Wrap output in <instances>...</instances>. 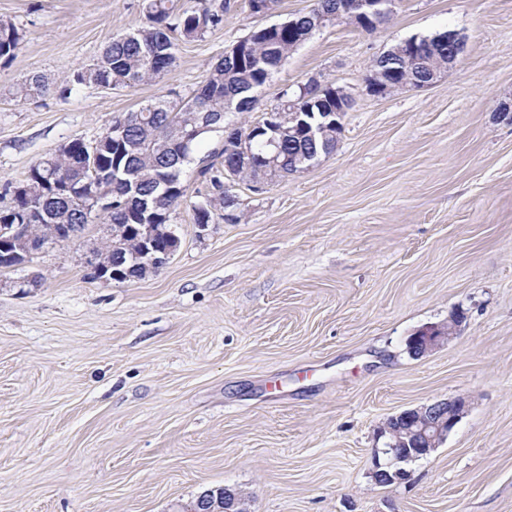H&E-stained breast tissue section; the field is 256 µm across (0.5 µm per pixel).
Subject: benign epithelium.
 I'll return each mask as SVG.
<instances>
[{"mask_svg": "<svg viewBox=\"0 0 512 512\" xmlns=\"http://www.w3.org/2000/svg\"><path fill=\"white\" fill-rule=\"evenodd\" d=\"M362 11L349 17V21L364 28L372 24V17L382 13L381 6L386 10L394 9V0H361ZM396 51L406 58V62L425 72L421 86L432 84L442 71L456 65L463 52L464 44L458 33L451 35V50L448 53L447 64L434 67L421 58L417 46L406 42L393 45ZM408 83L401 79L396 81L391 75L373 70L366 82L367 90L374 95H383L394 89L406 87ZM336 96L344 97L334 112L324 113V119L316 124H310L302 118L300 112L288 113V134L297 135L303 130L309 138L323 141L331 137H339L335 130L342 127V119L349 106L352 105V94L344 88H336ZM30 224H0V250L8 244L12 250L6 252L3 258L8 263L18 266L27 258L35 247V239L31 234ZM50 240L56 243L70 242L84 235L80 224L50 225ZM139 250L131 252L115 248L107 253L96 246L90 249L86 256V264L91 274L103 280H126L131 274L141 279L146 274L162 268L174 255L179 247V237L171 224H141L135 229ZM164 237L168 245L164 248L154 247L157 237ZM462 320V315L453 313L445 323L423 327L413 333L408 340V350L415 358L423 357L435 349L451 341L456 335V327ZM467 408L463 398L440 400L431 404L403 410L387 419L381 430V435L387 438L385 447L374 452V469L372 478L381 485H391L405 479V465L430 454L438 448L448 436ZM190 512H250L246 497L231 488L213 492L207 490L196 500V505Z\"/></svg>", "mask_w": 512, "mask_h": 512, "instance_id": "obj_1", "label": "benign epithelium"}]
</instances>
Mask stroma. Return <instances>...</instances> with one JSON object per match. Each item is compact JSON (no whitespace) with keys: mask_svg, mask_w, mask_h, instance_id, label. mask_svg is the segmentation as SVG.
Segmentation results:
<instances>
[{"mask_svg":"<svg viewBox=\"0 0 512 512\" xmlns=\"http://www.w3.org/2000/svg\"><path fill=\"white\" fill-rule=\"evenodd\" d=\"M231 0L179 41L172 70L133 88L60 89L146 21L145 0H0L23 40L0 58V190L114 116L184 98L225 48L307 11ZM460 33L457 64L424 88L366 90L374 57ZM51 92L23 101L33 75ZM352 93L335 150L258 187L242 219H192L197 162L171 213L180 246L146 278H89L86 238L0 272V512H180L208 490L252 512H512V0H396L367 32L315 31L258 89L251 124L310 79ZM465 319L414 358L416 330ZM462 397L466 414L406 480L377 484L385 421Z\"/></svg>","mask_w":512,"mask_h":512,"instance_id":"obj_1","label":"stroma"}]
</instances>
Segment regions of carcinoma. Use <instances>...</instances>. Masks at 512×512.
<instances>
[{
  "label": "carcinoma",
  "mask_w": 512,
  "mask_h": 512,
  "mask_svg": "<svg viewBox=\"0 0 512 512\" xmlns=\"http://www.w3.org/2000/svg\"><path fill=\"white\" fill-rule=\"evenodd\" d=\"M354 0H315L312 8L295 17V29L261 28L239 41L240 58H219L205 80L193 94L178 102L160 98L135 112L117 116L110 130L97 137L99 146L95 161L85 154L84 143L75 139L55 157L34 165L26 181L41 189L34 198L17 196L13 205L0 208V224H139L143 207L153 213L154 221L166 224L186 193L182 175L195 147L204 133L193 135L187 142L178 138L183 127L189 131L202 123L228 112H251L258 99V87L268 82L273 73L316 30L317 20L338 10L347 11ZM230 4L225 0H197V7L176 9L173 0H148L146 22L125 39H114L92 64L82 66L71 75L74 85L134 87L153 81L169 72L176 61L177 41H191L208 29L223 24ZM21 36L9 20L0 19V57H10L19 49ZM421 57L433 65L448 58V33L443 32L417 40ZM335 87L305 83L291 93L284 92V101L277 112L288 111V103L299 100L307 111L320 118L329 111V95ZM51 92L44 77L34 75L15 89L16 97L31 99ZM239 131L251 132L250 162L236 152V144L228 141L212 153V161L202 166L199 174L210 184L205 197L194 205V223L210 224L216 211L224 212V222L237 223L236 200L224 194V183L252 182L260 176L259 167L268 157L270 136L266 126L253 130L241 126ZM328 154L321 142L285 138L280 144V159L303 158L298 168L314 164ZM54 173L60 183L73 182L77 198L65 199L58 188L43 184V174ZM112 198V209L99 214L86 211L101 192Z\"/></svg>",
  "instance_id": "1"
}]
</instances>
